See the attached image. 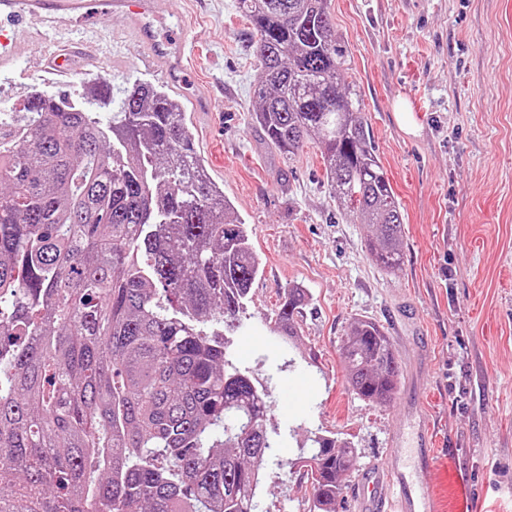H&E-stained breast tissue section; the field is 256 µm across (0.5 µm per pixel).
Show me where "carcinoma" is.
<instances>
[{
	"mask_svg": "<svg viewBox=\"0 0 512 512\" xmlns=\"http://www.w3.org/2000/svg\"><path fill=\"white\" fill-rule=\"evenodd\" d=\"M327 2L235 0L259 62L250 119L288 160L315 144L372 259L396 271L401 207ZM261 273L165 90L133 84L107 126L43 90L0 112V512H256L269 394L228 337ZM305 301L288 287L272 331L297 336ZM341 358L358 397L392 400L382 325L354 319ZM311 442L310 512H336L357 449Z\"/></svg>",
	"mask_w": 512,
	"mask_h": 512,
	"instance_id": "1",
	"label": "carcinoma"
}]
</instances>
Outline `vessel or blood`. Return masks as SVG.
I'll return each mask as SVG.
<instances>
[{
    "mask_svg": "<svg viewBox=\"0 0 512 512\" xmlns=\"http://www.w3.org/2000/svg\"><path fill=\"white\" fill-rule=\"evenodd\" d=\"M98 5L104 14L125 19L127 37L139 54L165 61L169 83L181 82L185 40L159 38L154 29L155 20L164 16L165 0H0V68L14 67L32 47L34 35L20 37L15 29L34 17L57 37L53 71L69 74L73 56L88 54L90 44L71 40L68 33ZM400 403L405 420L392 434L382 463L362 469L352 486L359 512H438L429 420L413 395Z\"/></svg>",
    "mask_w": 512,
    "mask_h": 512,
    "instance_id": "vessel-or-blood-1",
    "label": "vessel or blood"
}]
</instances>
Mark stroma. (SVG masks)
Segmentation results:
<instances>
[{"instance_id":"obj_1","label":"stroma","mask_w":512,"mask_h":512,"mask_svg":"<svg viewBox=\"0 0 512 512\" xmlns=\"http://www.w3.org/2000/svg\"><path fill=\"white\" fill-rule=\"evenodd\" d=\"M167 2L160 32L188 40L187 93L217 98L192 137L262 259L229 346L270 394L273 447L258 512H309L310 489L293 461L311 434L353 442L362 468L399 425L396 402L362 400L345 382L340 345L362 317L392 336L401 382L416 383L434 421L444 507L512 512V0H329L348 80L404 216L394 272L372 261L367 228L332 197L318 149L285 160L252 124L258 61L234 0ZM87 23L102 30L100 53L76 58L60 82L47 45L32 48L0 69V112L23 107L39 88L84 102L106 123L119 106L85 81L162 85L164 61H143L121 40L122 17L95 13ZM295 284L307 299L300 337L289 341L269 317ZM288 385L306 401L285 410ZM286 458L291 467H281Z\"/></svg>"}]
</instances>
